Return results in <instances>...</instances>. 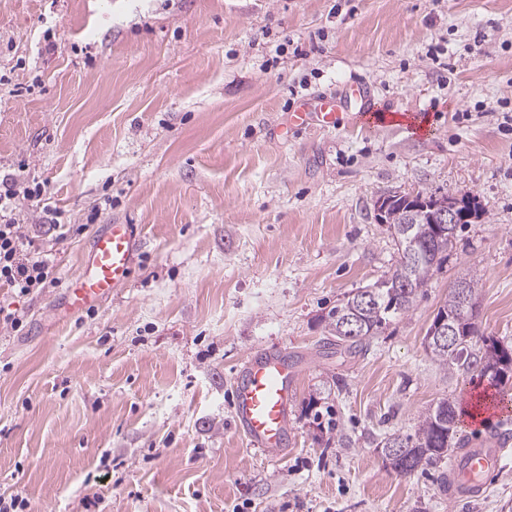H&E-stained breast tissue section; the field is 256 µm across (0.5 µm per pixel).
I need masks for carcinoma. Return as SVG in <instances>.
Here are the masks:
<instances>
[{"mask_svg":"<svg viewBox=\"0 0 512 512\" xmlns=\"http://www.w3.org/2000/svg\"><path fill=\"white\" fill-rule=\"evenodd\" d=\"M401 199L395 198L386 211L387 230L396 243L399 260L393 272L370 287L359 288L349 294L328 314V333L336 342L327 345L344 347L350 352L363 350L369 338L391 321L406 314L413 307L418 294L426 287L435 272L442 268L448 249L453 247L457 226L450 227L451 241H437L433 228L417 219L412 224L402 223L399 212ZM482 275L472 271L460 279L467 296L462 306L455 290L439 307L438 313L448 314L456 324L458 344L451 348L424 338V348L431 359L445 370L457 368L476 371L488 377L502 392L512 387V347L501 341L479 334L471 322L479 304ZM357 316L362 334L349 336L343 327L348 316ZM459 413L454 403L443 399L419 420L415 433L403 437L392 434L384 437L378 447L402 442L406 446L403 469L410 475L418 469L437 466L458 447Z\"/></svg>","mask_w":512,"mask_h":512,"instance_id":"obj_1","label":"carcinoma"}]
</instances>
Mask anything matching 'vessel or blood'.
I'll return each mask as SVG.
<instances>
[{"instance_id":"1","label":"vessel or blood","mask_w":512,"mask_h":512,"mask_svg":"<svg viewBox=\"0 0 512 512\" xmlns=\"http://www.w3.org/2000/svg\"><path fill=\"white\" fill-rule=\"evenodd\" d=\"M358 111L370 116L372 104L366 84L347 87L341 97L303 102L292 114L299 126L336 125L341 113ZM136 229L113 224L97 235L87 258L85 274L69 286L72 310L91 307L108 297L131 275ZM293 359L280 352H252L234 378L233 414L238 427L253 447L268 456H279L288 444V407L292 400ZM512 435L495 430L468 443L451 463L448 495L455 500L484 496L488 476L499 467Z\"/></svg>"}]
</instances>
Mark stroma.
Here are the masks:
<instances>
[{
	"label": "stroma",
	"instance_id": "1",
	"mask_svg": "<svg viewBox=\"0 0 512 512\" xmlns=\"http://www.w3.org/2000/svg\"><path fill=\"white\" fill-rule=\"evenodd\" d=\"M367 80L386 123L297 129L299 101ZM40 186L23 233L55 286L0 287V496L22 512H512L448 464L401 476L376 441L488 387L424 336L482 275L476 325L512 346V0H0V180ZM476 196L413 308L366 351L327 314L399 259L376 197ZM134 225L128 281L72 312L96 235ZM298 360L278 458L234 425L256 349Z\"/></svg>",
	"mask_w": 512,
	"mask_h": 512
}]
</instances>
